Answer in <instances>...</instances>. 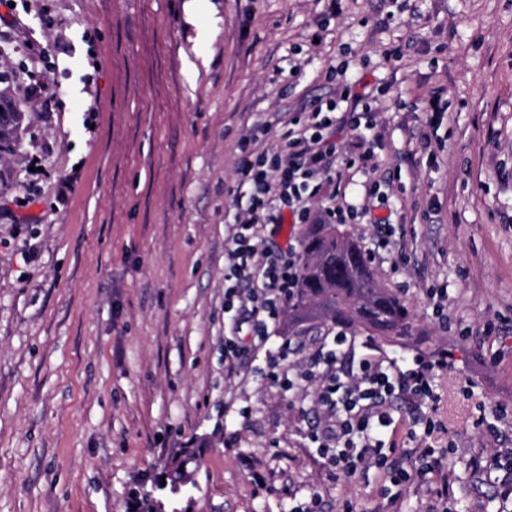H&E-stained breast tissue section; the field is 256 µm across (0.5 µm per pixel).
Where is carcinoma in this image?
<instances>
[{
	"label": "carcinoma",
	"instance_id": "carcinoma-1",
	"mask_svg": "<svg viewBox=\"0 0 512 512\" xmlns=\"http://www.w3.org/2000/svg\"><path fill=\"white\" fill-rule=\"evenodd\" d=\"M7 89H0V152L8 151L21 121ZM286 333L304 324L342 323L389 342L411 335L408 304L376 278L360 245L338 224H310L303 234L300 281L283 311Z\"/></svg>",
	"mask_w": 512,
	"mask_h": 512
}]
</instances>
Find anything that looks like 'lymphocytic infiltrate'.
<instances>
[{
  "label": "lymphocytic infiltrate",
  "mask_w": 512,
  "mask_h": 512,
  "mask_svg": "<svg viewBox=\"0 0 512 512\" xmlns=\"http://www.w3.org/2000/svg\"><path fill=\"white\" fill-rule=\"evenodd\" d=\"M376 98L367 92L352 95L340 86L335 97L316 100L304 123L293 134L287 150H254L265 125H256L241 142L243 159L234 192L239 209L228 229L224 270V309L234 312L238 324L247 325L248 347L232 338L224 340V376L228 382L245 378V350H264L269 327L299 286L300 264L295 247H281L278 236L288 224H350L358 214H370L379 196L375 148L382 139L376 120ZM351 127L355 139L349 154H342L335 137ZM355 169L371 176L362 207L345 204V173ZM323 199L321 212H311L308 201ZM290 338L278 345L274 361L288 366L285 375L268 372L269 380L296 394L315 385L317 420L308 439L315 444L324 468L333 480L354 479L369 470L383 473L391 483L429 485L434 501L448 505L455 493L433 446L420 449L414 462L391 461L401 430L391 414L394 399L417 404L436 401L434 380L448 369L447 352L425 357L393 356L378 359L356 355L354 340L329 333L302 363L293 365Z\"/></svg>",
  "instance_id": "1"
}]
</instances>
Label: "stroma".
I'll return each instance as SVG.
<instances>
[{
	"label": "stroma",
	"mask_w": 512,
	"mask_h": 512,
	"mask_svg": "<svg viewBox=\"0 0 512 512\" xmlns=\"http://www.w3.org/2000/svg\"><path fill=\"white\" fill-rule=\"evenodd\" d=\"M185 2L0 7V71L24 114L0 153V512H131L145 491L162 512H289L314 488L321 512L347 497L376 512L381 473L333 482L289 394L224 377L238 144L266 122L258 150L285 149L289 117L336 92L340 65L356 91L385 90V205L348 230L368 250L388 218L411 252L371 263L414 325L378 347L448 350L433 416L439 446L456 444L451 510L512 512L471 464L512 451V0H341L323 29L328 0H199L191 22ZM436 90L452 106L432 126ZM443 286L442 319L428 291ZM246 456L276 471V492L254 490Z\"/></svg>",
	"instance_id": "1"
}]
</instances>
